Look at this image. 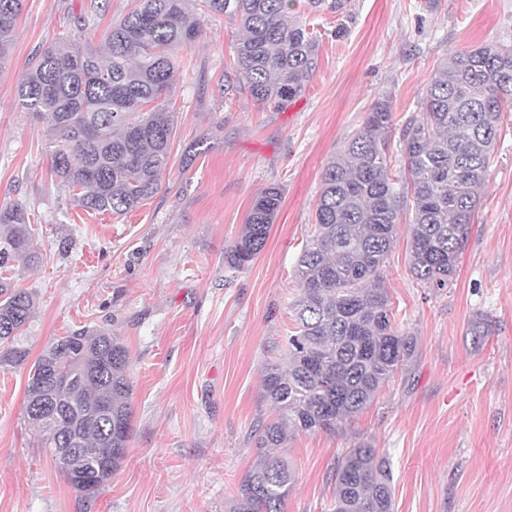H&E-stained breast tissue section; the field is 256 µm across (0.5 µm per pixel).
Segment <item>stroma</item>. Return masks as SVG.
I'll use <instances>...</instances> for the list:
<instances>
[{"mask_svg": "<svg viewBox=\"0 0 512 512\" xmlns=\"http://www.w3.org/2000/svg\"><path fill=\"white\" fill-rule=\"evenodd\" d=\"M26 0L0 71V206L30 213L36 262L7 271L33 292L29 362L0 366V512H232L255 462L267 363L284 361L298 293L294 270L312 233L321 172L389 96L395 123L418 116L438 64L485 40L512 43V0H350L347 15H305L319 66L287 110L225 88L235 24L201 15L166 97L175 112L158 193L121 215L70 204L50 179L46 124L17 106L30 59L78 17L105 31L131 7L109 0ZM278 184L268 241L234 272L224 253L253 201ZM396 321L418 353L344 432H298L280 448L298 482L286 512H328L336 461L360 440L388 454L394 512H512V125L502 127L478 220L452 288L408 273L399 227L385 271ZM489 334L475 341L474 319ZM81 327L111 331L131 356L132 435L102 493L81 499L24 415L30 362Z\"/></svg>", "mask_w": 512, "mask_h": 512, "instance_id": "1", "label": "stroma"}]
</instances>
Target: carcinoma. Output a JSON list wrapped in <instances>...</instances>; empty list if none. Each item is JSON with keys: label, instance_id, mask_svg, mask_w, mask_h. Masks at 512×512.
Returning <instances> with one entry per match:
<instances>
[{"label": "carcinoma", "instance_id": "cac0c4a2", "mask_svg": "<svg viewBox=\"0 0 512 512\" xmlns=\"http://www.w3.org/2000/svg\"><path fill=\"white\" fill-rule=\"evenodd\" d=\"M93 44L85 17L60 43L29 62L18 85L21 111L54 131L50 175L87 213L123 215L161 188L175 115L164 105L178 51L200 32L194 0H136ZM235 23L233 76L259 108L285 111L316 74L320 42L293 0H201ZM25 0H0V70L10 55ZM347 0H306L313 14L344 13ZM512 109V46L489 39L438 66L420 99L421 120L400 128L401 164L389 163L393 112L387 96L371 106L341 154L324 165L314 229L295 269L300 287L286 339L288 368L269 363L262 399L277 416L258 420L257 455L237 489L235 512H286L297 477L270 452L293 431L340 433L380 388L416 356L398 328L383 269L400 211L411 203L409 271L436 293L455 279L484 197L504 109ZM282 191L265 188L240 236L224 253L234 270L264 249ZM27 209L0 207V269L36 259ZM34 295L0 282V364L21 366ZM55 370L65 385L46 382ZM27 419L41 447L86 501L97 498L124 461L131 438L130 357L118 337L79 328L55 339L32 367ZM331 512H392L389 459L369 442L336 465Z\"/></svg>", "mask_w": 512, "mask_h": 512}]
</instances>
